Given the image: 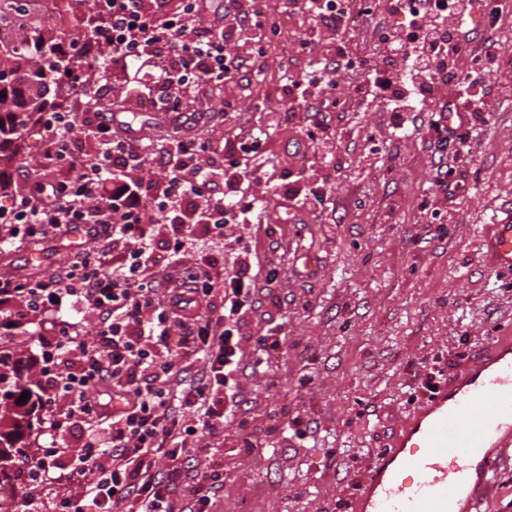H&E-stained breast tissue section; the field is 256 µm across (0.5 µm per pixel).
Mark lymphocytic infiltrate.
I'll use <instances>...</instances> for the list:
<instances>
[{"mask_svg":"<svg viewBox=\"0 0 512 512\" xmlns=\"http://www.w3.org/2000/svg\"><path fill=\"white\" fill-rule=\"evenodd\" d=\"M95 7L107 19L100 40L115 57L116 90L162 112L178 109L183 87L203 93L252 66L262 55L252 45L254 32H278L275 17L255 0H226L228 22L219 29L201 25L198 0H182L174 11L163 10L158 0H96ZM288 8L316 26L299 42L308 70L288 79L308 113L310 135L332 139L328 115L343 103L334 90L346 66L361 77L357 100L377 102L390 113L394 136H405L409 113L425 112L435 155L468 151L500 56L495 21L512 13V0H379L354 15L347 0H288ZM477 13L486 20V34L476 43L470 32ZM347 30L360 32L367 43L352 62L340 38ZM91 122L99 141L95 172L75 168L70 144L48 134L46 159L74 174L51 198L19 196V221L7 233L50 237L66 224H91L102 247L41 280L1 276L0 292L24 294L31 312L73 297L98 325L92 337L70 323L56 326L55 348L72 368L52 378L47 397L62 401L66 418L84 422L88 434L69 477L78 490L56 493L54 512H185L173 493L188 476L199 435H223L240 403L235 326L253 304L254 282L242 231L258 218L251 191L257 178L247 162L260 155L263 141L237 137L223 161L209 162L208 144L178 136L163 153L165 176L146 181L141 173L151 168L153 154L116 134L103 114L94 113ZM220 183L222 197L215 191ZM189 198L196 201V219L175 238L167 258L182 260L201 228L213 233L226 255L220 268L209 257L195 262L201 286L191 297L165 288L156 270L162 258L148 250L157 232L155 211L180 222ZM215 292L224 311L215 323L202 322L191 311L192 299ZM190 351L204 362L193 378L179 362ZM104 384L125 399L110 415L96 395Z\"/></svg>","mask_w":512,"mask_h":512,"instance_id":"lymphocytic-infiltrate-1","label":"lymphocytic infiltrate"}]
</instances>
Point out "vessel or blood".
<instances>
[{
    "mask_svg": "<svg viewBox=\"0 0 512 512\" xmlns=\"http://www.w3.org/2000/svg\"><path fill=\"white\" fill-rule=\"evenodd\" d=\"M496 272L512 273V207L483 240ZM512 456V340L476 350L403 419L378 452L351 512H479Z\"/></svg>",
    "mask_w": 512,
    "mask_h": 512,
    "instance_id": "obj_1",
    "label": "vessel or blood"
}]
</instances>
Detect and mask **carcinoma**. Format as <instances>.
Masks as SVG:
<instances>
[{"label": "carcinoma", "mask_w": 512, "mask_h": 512, "mask_svg": "<svg viewBox=\"0 0 512 512\" xmlns=\"http://www.w3.org/2000/svg\"><path fill=\"white\" fill-rule=\"evenodd\" d=\"M104 18L91 0H0V191L11 188L8 170L23 157L26 139L42 133L45 116L68 106L70 76L87 71L92 81L109 77L99 54ZM40 103L30 106L31 94ZM32 358L0 342V403L10 405L0 424V505L15 508L23 492L21 474L11 470L10 447L24 437L31 402L47 410L44 390L25 373ZM29 392L28 399L18 398Z\"/></svg>", "instance_id": "cac0c4a2"}]
</instances>
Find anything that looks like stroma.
I'll return each mask as SVG.
<instances>
[{"mask_svg": "<svg viewBox=\"0 0 512 512\" xmlns=\"http://www.w3.org/2000/svg\"><path fill=\"white\" fill-rule=\"evenodd\" d=\"M279 21L265 45L263 66L215 85L207 97L184 93L180 111L156 112L114 95L111 81L98 95L122 115H136L145 139L161 144L173 125L223 151L239 129L265 140L254 191L262 201L255 224L244 231L257 276L255 304L238 325L243 351L238 386L243 399L223 436L204 438L224 470L210 512H348L372 457L388 445L432 355L443 353L457 368L474 350L512 336V274L492 272L481 250L493 211L512 206V14L498 21L506 38L487 97L490 112L464 157H434L428 116L413 117L411 134L390 133V115L376 105L353 102L357 74L339 76L345 111L331 113V149L306 135L304 113L286 116L288 73L304 71L298 42L309 28L306 15L288 0H258ZM232 116H225V102ZM45 142L27 143L24 160L10 171L18 193L52 188L70 173L39 165ZM463 183L438 201V218L421 208L429 199L438 164ZM307 169L320 199L285 204L278 189ZM79 240L59 235L28 243L0 233V273L37 278L71 265L100 242L90 225ZM312 254L316 265L304 257ZM277 269L273 283L264 276ZM86 335L97 325L83 308L66 301L52 313H31L19 324H0V337L34 355L37 367L58 371L47 360L56 322ZM284 339L277 366L265 372L255 360L256 340L268 333ZM300 418L310 426L299 440L285 429ZM261 443L244 454V436Z\"/></svg>", "mask_w": 512, "mask_h": 512, "instance_id": "stroma-1", "label": "stroma"}]
</instances>
